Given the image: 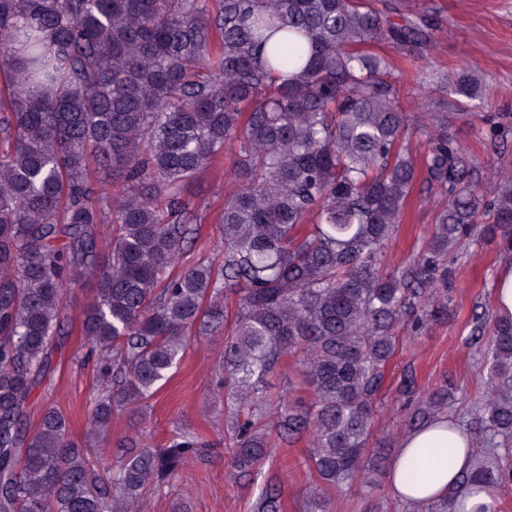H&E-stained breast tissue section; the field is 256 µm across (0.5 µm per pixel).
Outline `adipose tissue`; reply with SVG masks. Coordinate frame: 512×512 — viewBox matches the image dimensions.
<instances>
[{"label": "adipose tissue", "mask_w": 512, "mask_h": 512, "mask_svg": "<svg viewBox=\"0 0 512 512\" xmlns=\"http://www.w3.org/2000/svg\"><path fill=\"white\" fill-rule=\"evenodd\" d=\"M420 448L434 449L442 458L434 476L417 485L406 484L402 472L407 459ZM471 438L462 429H452L440 418L410 431L388 464L392 495L420 512L428 504L456 491L459 478L471 465Z\"/></svg>", "instance_id": "adipose-tissue-1"}]
</instances>
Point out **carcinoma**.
Listing matches in <instances>:
<instances>
[{"label": "carcinoma", "instance_id": "carcinoma-1", "mask_svg": "<svg viewBox=\"0 0 512 512\" xmlns=\"http://www.w3.org/2000/svg\"><path fill=\"white\" fill-rule=\"evenodd\" d=\"M370 0H0V512H131L214 443L181 429L141 437L115 462L71 439L45 408L24 421L65 334L64 298L99 271L83 315L97 431L137 411L169 379L188 339L224 333V437L247 476L276 443L306 436L323 509L331 490L371 483L374 403L397 347L448 315V276L473 238L512 254V182L470 175L446 112L417 169V123L398 104L405 70L370 47L435 42L425 18L390 20ZM473 101L481 86L459 77ZM227 149L221 264L188 247L202 218L183 190ZM441 197L425 247L389 269L386 251L417 181ZM112 225L102 268L99 227ZM237 299L224 323V297ZM487 386L472 411L477 453L463 487L512 488V318L476 316ZM290 357L293 387L267 377ZM444 382L406 404L413 429L454 418ZM437 466L421 450L404 478ZM266 484L253 512H280Z\"/></svg>", "mask_w": 512, "mask_h": 512}]
</instances>
